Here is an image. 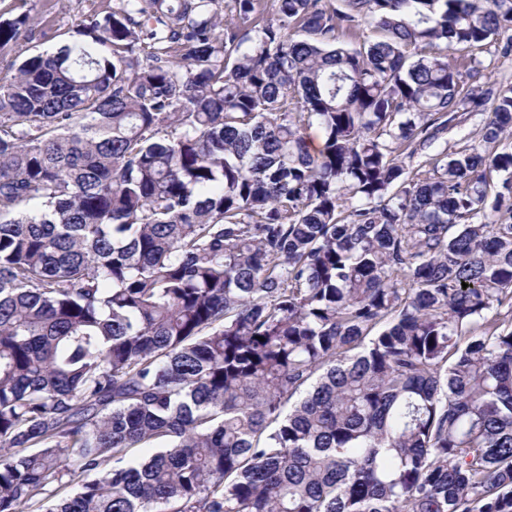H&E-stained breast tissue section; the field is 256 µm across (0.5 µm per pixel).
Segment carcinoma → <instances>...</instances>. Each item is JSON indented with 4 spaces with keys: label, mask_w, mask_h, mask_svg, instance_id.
Returning <instances> with one entry per match:
<instances>
[{
    "label": "carcinoma",
    "mask_w": 512,
    "mask_h": 512,
    "mask_svg": "<svg viewBox=\"0 0 512 512\" xmlns=\"http://www.w3.org/2000/svg\"><path fill=\"white\" fill-rule=\"evenodd\" d=\"M272 4L0 84V512H512V0ZM508 34L500 37L497 43H491L483 47H457L456 50L448 56V62L451 64L459 63L463 60L475 59L480 62L484 73L491 76V81L496 82V86H512V53L503 55L501 48L506 41ZM490 107L488 103L484 108L468 112L466 120L448 134V151L477 142L479 131L491 117Z\"/></svg>",
    "instance_id": "1"
}]
</instances>
